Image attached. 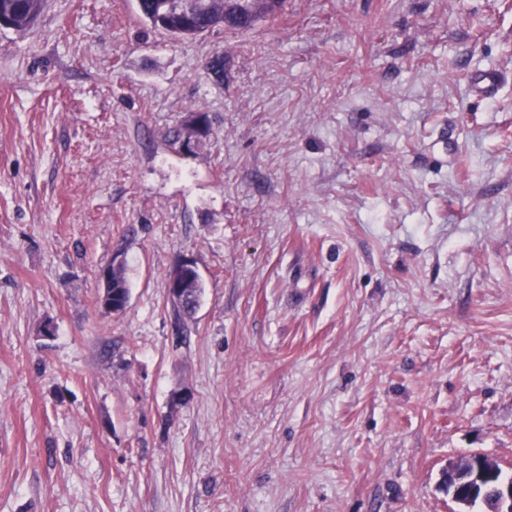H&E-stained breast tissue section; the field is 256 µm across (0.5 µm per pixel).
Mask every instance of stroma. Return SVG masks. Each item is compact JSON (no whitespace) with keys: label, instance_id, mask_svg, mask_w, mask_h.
I'll list each match as a JSON object with an SVG mask.
<instances>
[{"label":"stroma","instance_id":"35a3bbf8","mask_svg":"<svg viewBox=\"0 0 512 512\" xmlns=\"http://www.w3.org/2000/svg\"><path fill=\"white\" fill-rule=\"evenodd\" d=\"M475 452L512 472V0L0 28V512H452ZM188 269L198 271L195 263L191 260L184 259L175 264L168 275V283L171 288H169L167 283V290L168 296L177 310L183 315L191 316L193 313H195L199 305L203 288L201 278L196 272L190 271L188 273V276L191 278L190 283L192 288H190L186 294L185 300L183 302L176 303L171 297V291H173L175 294H179L183 291L184 288H186L188 282ZM108 276V290L106 297L103 295L99 298V303L102 309H106L108 304L112 306L115 304L120 311L125 309V303H128L129 289L127 287V281L124 276V261L119 265L114 266L111 263L105 268Z\"/></svg>","mask_w":512,"mask_h":512}]
</instances>
